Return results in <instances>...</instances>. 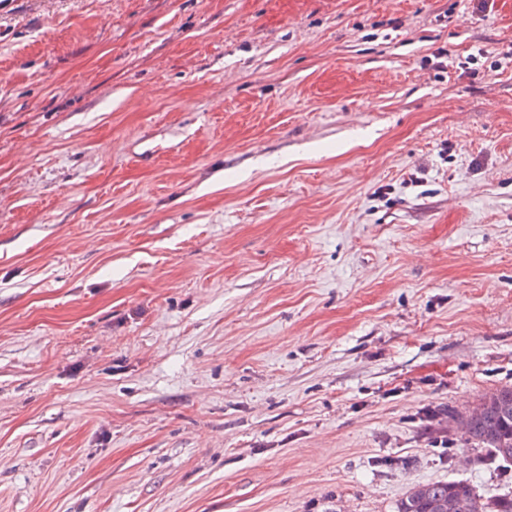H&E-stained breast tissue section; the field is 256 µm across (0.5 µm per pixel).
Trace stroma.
<instances>
[{"mask_svg": "<svg viewBox=\"0 0 512 512\" xmlns=\"http://www.w3.org/2000/svg\"><path fill=\"white\" fill-rule=\"evenodd\" d=\"M512 0H0V512L512 494ZM492 394L495 400L488 412L487 402L481 400L458 420V426L464 429L467 419L476 418L467 424L464 432L467 439L491 448L498 457L512 462V386L498 388Z\"/></svg>", "mask_w": 512, "mask_h": 512, "instance_id": "1", "label": "stroma"}]
</instances>
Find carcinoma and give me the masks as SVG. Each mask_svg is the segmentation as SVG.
Wrapping results in <instances>:
<instances>
[{
  "label": "carcinoma",
  "instance_id": "carcinoma-1",
  "mask_svg": "<svg viewBox=\"0 0 512 512\" xmlns=\"http://www.w3.org/2000/svg\"><path fill=\"white\" fill-rule=\"evenodd\" d=\"M494 395L489 411L470 421L465 435L512 462V386L498 388ZM450 495L462 502L461 512H512V494L488 500L470 483L460 480L419 485L399 501L396 512H437L439 504L448 501Z\"/></svg>",
  "mask_w": 512,
  "mask_h": 512
}]
</instances>
